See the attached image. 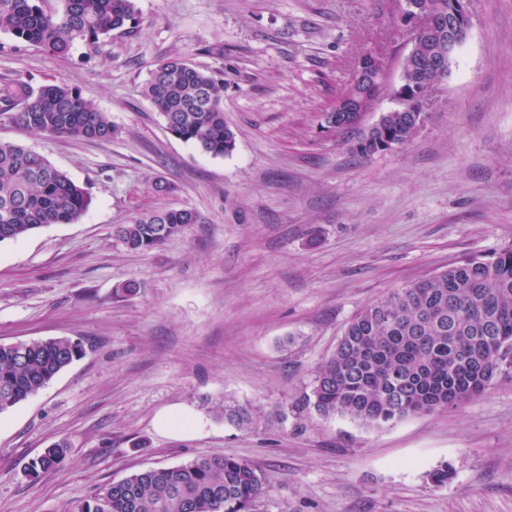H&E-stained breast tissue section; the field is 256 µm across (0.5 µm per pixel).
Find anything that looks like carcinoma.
<instances>
[{"mask_svg": "<svg viewBox=\"0 0 512 512\" xmlns=\"http://www.w3.org/2000/svg\"><path fill=\"white\" fill-rule=\"evenodd\" d=\"M63 10L43 0H0V30L52 55L68 53L77 40L95 46L112 32L138 24L135 0H62ZM420 78L438 82L421 56L405 61ZM354 98L379 96L382 85L353 76ZM144 96L174 137L212 156L235 149L224 121V80L181 58L151 71ZM0 113L23 128L50 137L110 140L116 134L108 113L62 84L34 91L21 82L0 88ZM349 112L323 113L322 128L343 137L356 131ZM419 131L403 101L380 116L376 132L361 134L363 155L405 144ZM92 201L45 157L17 143L0 141V243L17 241L51 224H74ZM201 222L192 209L140 214L114 228L128 249L145 251ZM82 340L55 337L0 343V415L45 388L83 358ZM512 369V246L466 256L445 270L396 288L365 306L344 328L333 357L316 372L311 393L299 409L341 414L364 424L457 408L482 396ZM217 412L239 429L257 426L246 405L224 404ZM67 445L59 442L32 460L26 476L37 479L57 467ZM266 489L248 462L214 454L178 465L134 472L112 481L78 512H251Z\"/></svg>", "mask_w": 512, "mask_h": 512, "instance_id": "1", "label": "carcinoma"}]
</instances>
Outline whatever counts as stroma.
Segmentation results:
<instances>
[{"label":"stroma","instance_id":"1","mask_svg":"<svg viewBox=\"0 0 512 512\" xmlns=\"http://www.w3.org/2000/svg\"><path fill=\"white\" fill-rule=\"evenodd\" d=\"M136 4V33L63 56L0 30V86L66 84L117 129L49 138L0 114V141L93 198L78 223L0 244V343L69 336L87 350L0 415V512H75L101 484L208 454L266 478L252 512H512V373L464 405L388 424L296 409L364 306L512 246V0H469V35L423 126L370 156L322 132L320 115L375 46L387 92L367 123L391 108L410 49L392 0ZM172 57L223 78L232 153L173 137L144 96ZM171 208L203 221L145 252L113 234ZM129 282L136 292L121 293ZM225 401L257 410L258 427L224 422ZM175 404L204 429L158 434L156 413ZM62 440L58 468L26 477Z\"/></svg>","mask_w":512,"mask_h":512}]
</instances>
